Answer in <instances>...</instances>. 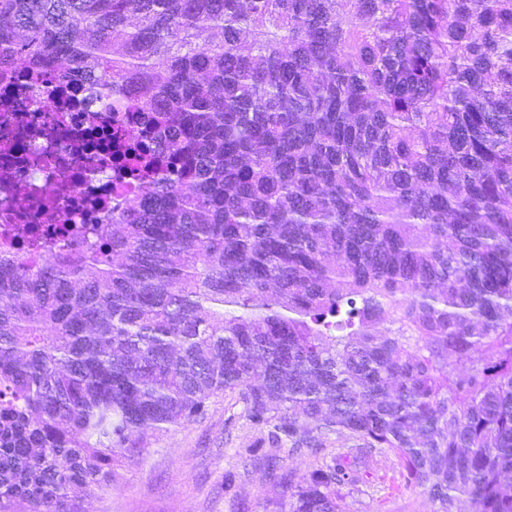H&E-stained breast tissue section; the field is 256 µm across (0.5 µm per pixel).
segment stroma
Instances as JSON below:
<instances>
[{
	"mask_svg": "<svg viewBox=\"0 0 512 512\" xmlns=\"http://www.w3.org/2000/svg\"><path fill=\"white\" fill-rule=\"evenodd\" d=\"M146 440V458L124 459L111 490L86 497L85 512H264L280 494L276 479L252 464L270 447L234 393L213 397L205 418ZM400 470L395 456H380L368 474L376 491L353 493L354 512H432L427 498L400 493Z\"/></svg>",
	"mask_w": 512,
	"mask_h": 512,
	"instance_id": "stroma-1",
	"label": "stroma"
}]
</instances>
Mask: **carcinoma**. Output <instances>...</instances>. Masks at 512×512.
I'll return each instance as SVG.
<instances>
[{"mask_svg": "<svg viewBox=\"0 0 512 512\" xmlns=\"http://www.w3.org/2000/svg\"><path fill=\"white\" fill-rule=\"evenodd\" d=\"M9 62L137 143L109 223L0 255V512H83L223 391L322 457L275 512H351L379 453L512 512V0H0Z\"/></svg>", "mask_w": 512, "mask_h": 512, "instance_id": "obj_1", "label": "carcinoma"}]
</instances>
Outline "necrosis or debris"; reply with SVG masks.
Segmentation results:
<instances>
[{"mask_svg":"<svg viewBox=\"0 0 512 512\" xmlns=\"http://www.w3.org/2000/svg\"><path fill=\"white\" fill-rule=\"evenodd\" d=\"M123 123L97 88L53 71L0 82V250L100 223L131 179L112 150Z\"/></svg>","mask_w":512,"mask_h":512,"instance_id":"obj_1","label":"necrosis or debris"}]
</instances>
